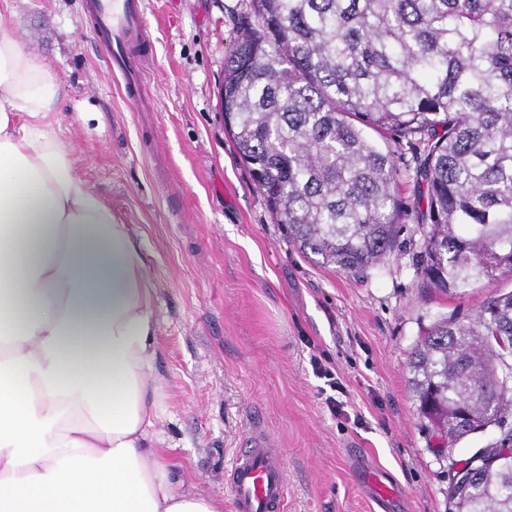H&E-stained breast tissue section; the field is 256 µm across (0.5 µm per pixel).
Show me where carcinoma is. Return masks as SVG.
I'll list each match as a JSON object with an SVG mask.
<instances>
[{
	"mask_svg": "<svg viewBox=\"0 0 512 512\" xmlns=\"http://www.w3.org/2000/svg\"><path fill=\"white\" fill-rule=\"evenodd\" d=\"M224 126L288 243L361 276L395 246L397 170L364 134L425 141L421 273L512 277V0H249L224 60ZM409 384L446 444L496 426L448 512H512V291L436 319Z\"/></svg>",
	"mask_w": 512,
	"mask_h": 512,
	"instance_id": "carcinoma-1",
	"label": "carcinoma"
}]
</instances>
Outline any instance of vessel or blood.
Instances as JSON below:
<instances>
[{"instance_id": "1", "label": "vessel or blood", "mask_w": 512, "mask_h": 512, "mask_svg": "<svg viewBox=\"0 0 512 512\" xmlns=\"http://www.w3.org/2000/svg\"><path fill=\"white\" fill-rule=\"evenodd\" d=\"M87 9L111 76L120 80L138 111H152V41L143 0H89ZM287 486L280 448L265 427L251 425L242 448L224 468V488L234 512H284Z\"/></svg>"}]
</instances>
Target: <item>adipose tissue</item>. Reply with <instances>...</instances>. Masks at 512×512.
<instances>
[{"mask_svg": "<svg viewBox=\"0 0 512 512\" xmlns=\"http://www.w3.org/2000/svg\"><path fill=\"white\" fill-rule=\"evenodd\" d=\"M60 103L0 28V512H224L160 461L155 289L63 147Z\"/></svg>", "mask_w": 512, "mask_h": 512, "instance_id": "adipose-tissue-1", "label": "adipose tissue"}]
</instances>
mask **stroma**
Returning a JSON list of instances; mask_svg holds the SVG:
<instances>
[{
  "label": "stroma",
  "mask_w": 512,
  "mask_h": 512,
  "mask_svg": "<svg viewBox=\"0 0 512 512\" xmlns=\"http://www.w3.org/2000/svg\"><path fill=\"white\" fill-rule=\"evenodd\" d=\"M144 3L151 112L135 111L108 74L87 0H0V21L60 83L59 136L77 172L143 242L158 426L177 489L233 512L224 467L258 421L284 452L287 512H445L456 463L500 431L438 457L409 387L410 352L437 318L474 316L512 279L448 293L423 278L416 141L395 149L399 232L379 267L352 276L290 246L224 130V60L246 0ZM316 359L343 383V413L329 410ZM366 467L393 482L389 503L376 501Z\"/></svg>",
  "instance_id": "obj_1"
}]
</instances>
